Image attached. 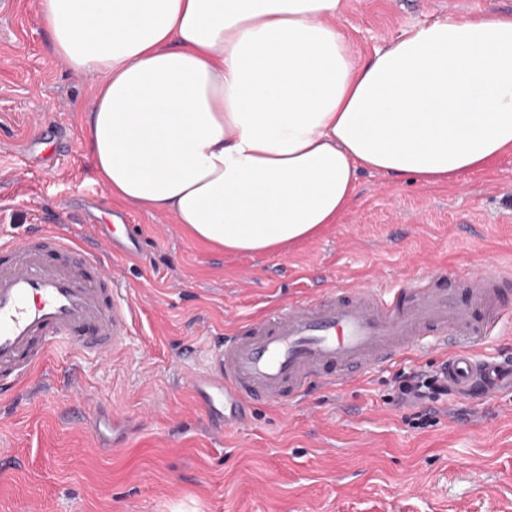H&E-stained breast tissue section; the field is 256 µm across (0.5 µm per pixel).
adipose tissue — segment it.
<instances>
[{
	"instance_id": "adipose-tissue-1",
	"label": "adipose tissue",
	"mask_w": 512,
	"mask_h": 512,
	"mask_svg": "<svg viewBox=\"0 0 512 512\" xmlns=\"http://www.w3.org/2000/svg\"><path fill=\"white\" fill-rule=\"evenodd\" d=\"M344 0H37L94 78L83 145L113 200L274 254L337 223L363 171L445 186L512 153V15L443 18L358 59Z\"/></svg>"
}]
</instances>
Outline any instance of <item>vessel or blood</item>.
I'll return each instance as SVG.
<instances>
[{"instance_id":"b4317fda","label":"vessel or blood","mask_w":512,"mask_h":512,"mask_svg":"<svg viewBox=\"0 0 512 512\" xmlns=\"http://www.w3.org/2000/svg\"><path fill=\"white\" fill-rule=\"evenodd\" d=\"M136 244L101 236L97 248L59 230L0 239V397L28 385L55 351L100 358L119 352L135 308L119 293L114 260ZM512 275L490 268L434 271L382 297L333 290L276 307L224 335L189 387L216 428L222 406L245 420L255 405H298L316 388H340L432 340L448 360V382L489 402L512 390V359L479 356L498 328Z\"/></svg>"}]
</instances>
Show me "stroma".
<instances>
[{"mask_svg":"<svg viewBox=\"0 0 512 512\" xmlns=\"http://www.w3.org/2000/svg\"><path fill=\"white\" fill-rule=\"evenodd\" d=\"M36 0L0 11V237L126 224L143 255L114 270L137 316L105 360L63 350L33 390L0 402V512H512V396L399 403L400 358L303 404L256 407L216 432L188 387L228 325L336 288L386 290L441 268L512 270V155L445 188L361 173L338 223L277 254H228L169 214L113 201L82 146L93 80L57 57ZM512 13V0H346L338 21L366 58L408 27ZM100 406L98 447L78 407Z\"/></svg>","mask_w":512,"mask_h":512,"instance_id":"35a3bbf8","label":"stroma"}]
</instances>
